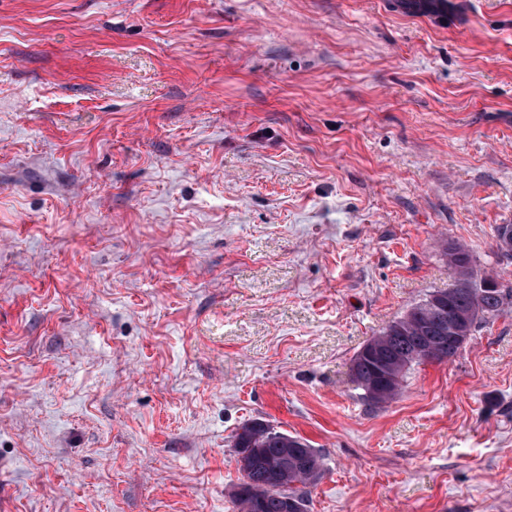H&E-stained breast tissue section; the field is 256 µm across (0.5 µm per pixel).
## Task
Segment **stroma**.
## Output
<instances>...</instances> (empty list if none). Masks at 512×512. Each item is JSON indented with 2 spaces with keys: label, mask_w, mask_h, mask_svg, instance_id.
<instances>
[{
  "label": "stroma",
  "mask_w": 512,
  "mask_h": 512,
  "mask_svg": "<svg viewBox=\"0 0 512 512\" xmlns=\"http://www.w3.org/2000/svg\"><path fill=\"white\" fill-rule=\"evenodd\" d=\"M512 0H0V512H512V312L373 405L449 244L512 285ZM234 448L238 464L245 465L243 458L249 461L234 497L241 512H286L287 501L298 505L297 512L308 511V488L324 470L323 456L309 441L251 420L239 427ZM286 448L288 470L277 471L273 463L287 453Z\"/></svg>",
  "instance_id": "obj_1"
}]
</instances>
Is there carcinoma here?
I'll use <instances>...</instances> for the list:
<instances>
[{
	"label": "carcinoma",
	"mask_w": 512,
	"mask_h": 512,
	"mask_svg": "<svg viewBox=\"0 0 512 512\" xmlns=\"http://www.w3.org/2000/svg\"><path fill=\"white\" fill-rule=\"evenodd\" d=\"M448 267L451 271L472 263L466 246L449 245ZM491 275L471 276L463 282L455 279L453 287L442 291L448 310L463 315L477 325L487 318L498 316L512 303V287L499 288ZM443 335L441 322L428 307V301L414 306L405 316L389 324L367 345L378 346L387 354V368L358 351L353 359L356 380L376 382L390 401L398 396L410 368L421 362L444 361L457 355L462 345L446 342L437 348L428 337ZM234 448L238 459L249 461L241 477L234 501L240 512H286L287 502L298 505L297 512H308L309 487L314 485L324 470V458L309 441L275 430L257 420L243 423L235 437Z\"/></svg>",
	"instance_id": "cac0c4a2"
}]
</instances>
